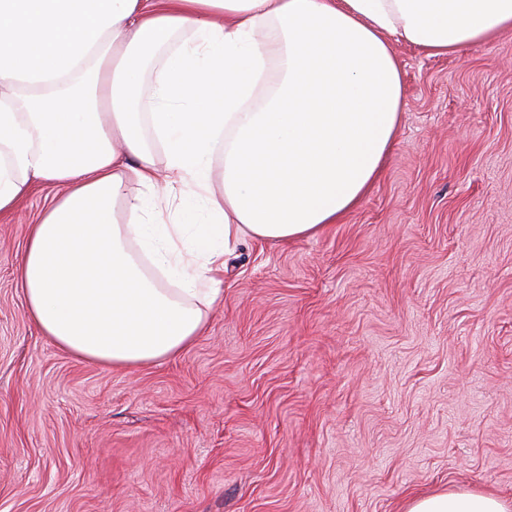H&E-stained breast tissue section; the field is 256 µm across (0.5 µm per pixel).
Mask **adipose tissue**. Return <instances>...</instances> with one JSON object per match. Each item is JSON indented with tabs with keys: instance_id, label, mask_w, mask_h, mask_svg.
Here are the masks:
<instances>
[{
	"instance_id": "ef3b65f1",
	"label": "adipose tissue",
	"mask_w": 512,
	"mask_h": 512,
	"mask_svg": "<svg viewBox=\"0 0 512 512\" xmlns=\"http://www.w3.org/2000/svg\"><path fill=\"white\" fill-rule=\"evenodd\" d=\"M507 29L512 0H0V214L66 188L20 259L32 322L83 362L174 358L226 255L324 231L379 178L405 107L391 39L446 56Z\"/></svg>"
}]
</instances>
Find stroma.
Instances as JSON below:
<instances>
[{
	"label": "stroma",
	"instance_id": "35a3bbf8",
	"mask_svg": "<svg viewBox=\"0 0 512 512\" xmlns=\"http://www.w3.org/2000/svg\"><path fill=\"white\" fill-rule=\"evenodd\" d=\"M392 47L406 106L379 179L315 236L240 245L173 359L112 369L43 336L17 268L64 188L0 215V512L512 499V31Z\"/></svg>",
	"mask_w": 512,
	"mask_h": 512
}]
</instances>
